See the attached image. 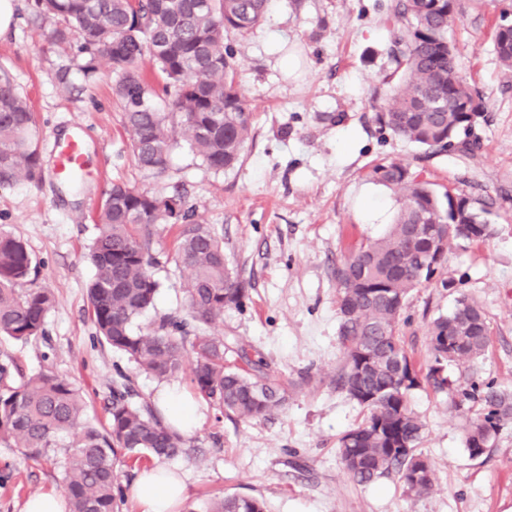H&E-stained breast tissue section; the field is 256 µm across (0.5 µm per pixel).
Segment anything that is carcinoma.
Listing matches in <instances>:
<instances>
[{
  "mask_svg": "<svg viewBox=\"0 0 512 512\" xmlns=\"http://www.w3.org/2000/svg\"><path fill=\"white\" fill-rule=\"evenodd\" d=\"M270 0H31L34 23L48 28L59 47L86 58L91 76L100 61L112 65V93L119 101L137 166L154 176L169 170L181 141L214 172L233 167L250 138V113L235 82L236 62L224 38L245 33L264 18ZM458 0H398L390 30L397 81L377 113L393 134L433 153L446 150L469 129V114L482 102L461 75L448 28ZM495 47L512 73V28L497 27ZM151 60L164 79L169 111L156 107L158 92L144 72ZM35 116L11 72L0 69V186L37 183L42 158L34 143ZM370 177L399 194L394 221L381 236L359 243L336 267L339 337L345 347L340 387L366 417L339 439L348 475L366 485L394 472L414 495L428 494L434 472L418 452L425 424L408 408L420 385L398 336L410 292L430 282L443 261L424 265L431 250L447 255L464 241L491 236L486 199L438 193L421 174L398 162L376 164ZM179 225L175 265L188 272L186 314H169L143 328L138 320L154 306L160 283L152 268L153 229ZM96 233L85 258L95 274L88 297L100 341L159 379L177 375L187 351L194 355L192 383L228 418H266L286 402L285 389L265 372L226 363L229 346L209 329L224 309L240 307L248 288L224 258V236L185 206L174 215L165 197L114 183L97 208ZM37 265L24 242L0 231V335L28 342L46 334L52 292L33 286ZM433 365L426 379L438 386L449 363L475 362L485 351L481 308L465 296L429 327ZM132 380L112 386L108 426L86 415V402L71 381L51 371L27 376L17 360L0 359V442L24 448L58 467L70 512H119L124 489L116 468L121 456L173 458L187 454V440L166 424L158 408L136 399ZM462 396L482 405L466 428L470 456L482 455L501 424L512 420V392L473 382ZM206 512H264L253 497H225Z\"/></svg>",
  "mask_w": 512,
  "mask_h": 512,
  "instance_id": "carcinoma-1",
  "label": "carcinoma"
}]
</instances>
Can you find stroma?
<instances>
[{
    "mask_svg": "<svg viewBox=\"0 0 512 512\" xmlns=\"http://www.w3.org/2000/svg\"><path fill=\"white\" fill-rule=\"evenodd\" d=\"M396 3L272 0L259 26L229 34L252 132L239 161L221 173L181 143L167 176L143 173L112 93L111 66L100 64L87 78L82 57L31 23L28 0H17L16 23L0 38V67L13 74L36 115L44 168L39 184L0 187V230L26 243L37 286L55 296L45 337L22 343L2 336L0 356L15 357L27 373L49 370L74 382L101 427L122 373L151 402L170 383L195 396L190 372L170 383L157 379L95 338L86 294L95 269L83 254L95 211L115 182L182 195L223 234L224 254L248 285L243 306L225 309L216 330L232 348L228 361L237 362L241 347L263 360L287 401L273 416L250 421L218 418L200 401L202 417L186 434L193 454L164 462L186 484L178 512H205L217 496L255 497L265 512H512V422L481 456L470 457L465 428L480 406L461 396L474 380L512 390V75L494 49L496 26L512 23V0H458L449 38L483 110L468 136L470 153L434 155L376 120L395 71L387 48ZM62 69L69 73L65 90L56 79ZM74 123L89 134V168L77 189L51 172L52 145ZM383 161L408 165L438 192L495 201L488 217L493 237L454 247L435 278L411 293L401 316L399 335L422 376L433 363L428 327L458 295L481 307L488 334L476 362L448 366L447 390L425 382L408 395L410 410L426 425L420 450L435 473L433 491L420 497L394 475L355 483L337 450L363 409L336 386L343 367L336 267L392 218L393 192L367 177ZM177 237V225L154 228L153 273L161 288L141 326L186 312L185 275L171 261ZM446 280L454 288H443ZM61 489L57 469L0 443V512H22L33 493Z\"/></svg>",
    "mask_w": 512,
    "mask_h": 512,
    "instance_id": "35a3bbf8",
    "label": "stroma"
}]
</instances>
